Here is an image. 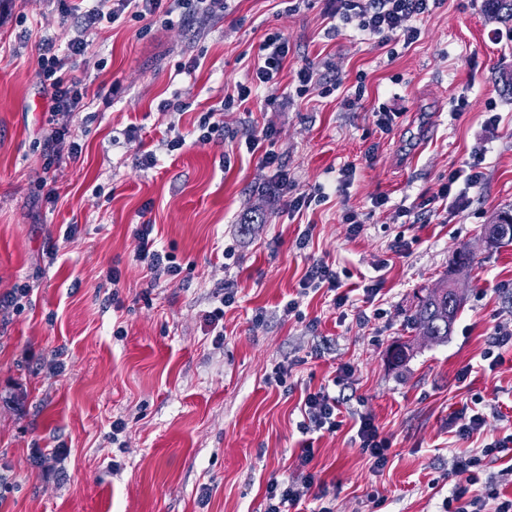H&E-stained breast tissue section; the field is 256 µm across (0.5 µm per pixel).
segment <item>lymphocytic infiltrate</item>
I'll return each mask as SVG.
<instances>
[{"label":"lymphocytic infiltrate","mask_w":512,"mask_h":512,"mask_svg":"<svg viewBox=\"0 0 512 512\" xmlns=\"http://www.w3.org/2000/svg\"><path fill=\"white\" fill-rule=\"evenodd\" d=\"M339 3L336 10L339 20L345 25L355 24L360 35L377 36L386 41L396 37L407 44L419 36L418 28L409 26V19L430 11V0H339ZM226 8V0H90L81 25L67 42V56L57 54L55 38H43L38 45L37 76L49 90L52 102L47 120L51 131L43 140L45 155L52 160L67 158L74 161L82 153L81 145L71 138L70 127L76 112L83 108L86 85L74 75L72 65L78 57L85 55L89 31L96 23L104 20L113 23L125 17L136 21L157 16L168 18L176 13L219 18ZM288 52V40L281 32L267 34L261 54L250 68L246 81L236 87L239 104H246L275 81ZM275 134L271 127L250 130L244 137V145L248 153H260L261 165L273 171L280 188L284 189L288 186V172L279 155L268 147ZM134 236L136 256L144 263L151 282L172 281L181 274L182 267L175 255L158 247L152 225H137ZM352 374L351 367H342L331 385L307 391L301 404V430L333 433L342 428L346 422L345 402L337 396L336 388ZM357 425L356 436L362 454L368 457L374 471H383L389 462L390 440L381 436L369 416H359ZM511 446L512 434H509L483 448L454 455L448 472L454 490L445 504L447 512H485L489 506L494 512H512L511 498L499 497L491 488L483 493L478 490L480 468L496 463L500 449ZM313 458L314 450L310 447L302 448L298 456L300 468L306 471L304 487H297L289 479L268 482L265 512H301L304 488L313 487L318 481L317 473L309 469Z\"/></svg>","instance_id":"lymphocytic-infiltrate-1"}]
</instances>
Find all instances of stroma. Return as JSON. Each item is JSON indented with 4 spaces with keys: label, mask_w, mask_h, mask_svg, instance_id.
I'll return each instance as SVG.
<instances>
[{
    "label": "stroma",
    "mask_w": 512,
    "mask_h": 512,
    "mask_svg": "<svg viewBox=\"0 0 512 512\" xmlns=\"http://www.w3.org/2000/svg\"><path fill=\"white\" fill-rule=\"evenodd\" d=\"M334 8L230 0L221 18L99 25L71 127L82 154L52 162L40 146L51 100L37 44L69 33L56 0H0V296L31 288L23 311L0 313V512H262L271 479L303 483L307 443L321 484L306 506L443 512L451 455L512 432V348L495 370L481 359L497 325L512 322V243L482 241L512 209V91L501 80L512 69V21L489 17L484 0H438L406 45L334 26ZM276 30L290 48L276 84L225 110L222 142L195 144L201 115L234 94ZM193 58L199 68L179 72ZM305 66L321 84L299 98ZM164 99L185 108L158 111ZM457 99L465 111H453ZM379 111L394 113L390 132L376 126ZM493 114L498 124L486 127ZM170 126L187 139L172 158L161 144ZM266 126L278 132L272 148L294 192L322 184L326 201L289 211L272 171L239 150L246 131ZM142 146L155 150L156 167L138 166ZM478 149L482 183L466 208L444 209L449 174H467ZM347 164L356 172L341 189ZM350 212L363 222L355 236L343 221ZM140 224L176 255L180 282L150 285L135 258ZM397 238L409 252L391 251ZM463 247L474 254L460 281L464 307L447 340L420 336L408 325L418 299ZM320 260L344 269L342 286L367 321L327 290L301 294ZM222 280L238 294L218 348L202 314ZM367 285L377 295L364 296ZM294 297L298 312L285 315ZM401 342L410 350L396 364L390 352ZM58 350L65 368L54 373L45 363ZM346 365L348 408L391 442L378 473L349 427L298 428L305 392ZM474 408L483 430L457 440L460 416ZM118 418L127 427L116 446Z\"/></svg>",
    "instance_id": "35a3bbf8"
}]
</instances>
